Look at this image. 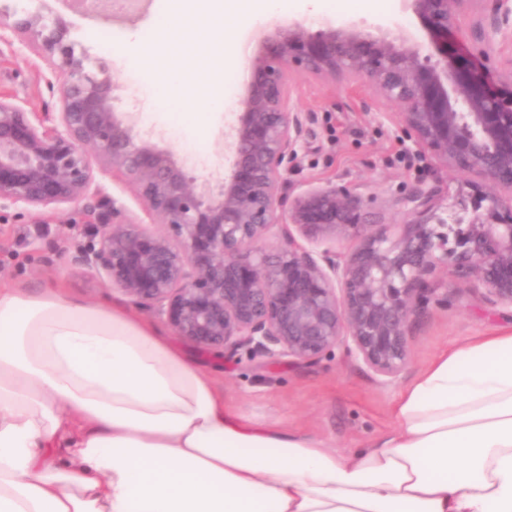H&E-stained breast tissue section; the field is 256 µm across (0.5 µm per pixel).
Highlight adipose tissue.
<instances>
[{"label": "adipose tissue", "mask_w": 512, "mask_h": 512, "mask_svg": "<svg viewBox=\"0 0 512 512\" xmlns=\"http://www.w3.org/2000/svg\"><path fill=\"white\" fill-rule=\"evenodd\" d=\"M393 414L340 454L236 414L123 304L0 289V512H512V331L442 352Z\"/></svg>", "instance_id": "obj_1"}]
</instances>
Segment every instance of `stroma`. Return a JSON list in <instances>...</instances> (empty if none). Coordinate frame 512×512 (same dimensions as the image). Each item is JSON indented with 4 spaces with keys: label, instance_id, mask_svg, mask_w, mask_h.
<instances>
[{
    "label": "stroma",
    "instance_id": "35a3bbf8",
    "mask_svg": "<svg viewBox=\"0 0 512 512\" xmlns=\"http://www.w3.org/2000/svg\"><path fill=\"white\" fill-rule=\"evenodd\" d=\"M45 6L65 18L78 47L108 63L118 85L117 109L138 113L139 133L152 134L193 176L224 173V130L240 110L248 69L225 77L228 106L201 128L192 112H152V63L119 53L130 37L151 39L166 0L108 20L70 9L67 0H45ZM287 19L314 31L327 21L353 23L373 36L396 41L410 37L423 44L425 53L434 51L423 24L404 11L401 0H353L346 7L339 0H291ZM62 82L44 59L21 44L0 48V94L18 97L28 111H59ZM292 100L295 110L311 121L308 143L288 174L287 197L318 184L345 186L374 198V219L380 224L412 222L396 200L417 189L434 191L438 207L452 224L471 223L476 212L487 208L493 192L488 181L445 166L431 148L416 145L397 118V105L371 84L296 74ZM95 230L80 206L56 211L0 208V288H59L90 304L123 302L118 291L71 261L77 246L89 241ZM430 285L436 298L409 328V360L386 386L341 347L315 365L258 368L245 358L226 362L203 354L178 338L173 344L216 379L238 414L259 426L321 439L344 452L395 429L393 408L401 392L441 351L512 328V311L490 305L470 278L452 272L433 278Z\"/></svg>",
    "mask_w": 512,
    "mask_h": 512
}]
</instances>
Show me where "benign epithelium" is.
Masks as SVG:
<instances>
[{
  "mask_svg": "<svg viewBox=\"0 0 512 512\" xmlns=\"http://www.w3.org/2000/svg\"><path fill=\"white\" fill-rule=\"evenodd\" d=\"M422 20L438 60L421 59L414 42L395 43L356 26L312 32L298 23L263 38L250 58L241 112L225 135L228 171L217 186L198 183L175 156L134 134L130 112L114 107L116 82L103 61L75 52L67 23L38 8L0 7V44L23 35L62 73L58 125L0 96V204L57 210L103 193L96 172L117 170L159 220L156 230L104 198L98 239L73 262L163 319L202 353L258 364L308 365L336 346L386 385L409 359L408 329L435 289L429 281L453 268L512 309V221L496 222L512 195L490 197L487 217L452 224H378L361 197L318 185L285 201L291 164L307 117L293 109L291 75L365 80L399 108L416 143L445 165L474 172L512 191V96L489 84L486 63L501 22L483 46L448 55L459 17L475 0H403ZM426 214L430 195L401 200ZM272 255L262 243L274 228ZM455 247L448 248L449 233ZM359 245L336 250V239Z\"/></svg>",
  "mask_w": 512,
  "mask_h": 512,
  "instance_id": "obj_1",
  "label": "benign epithelium"
}]
</instances>
